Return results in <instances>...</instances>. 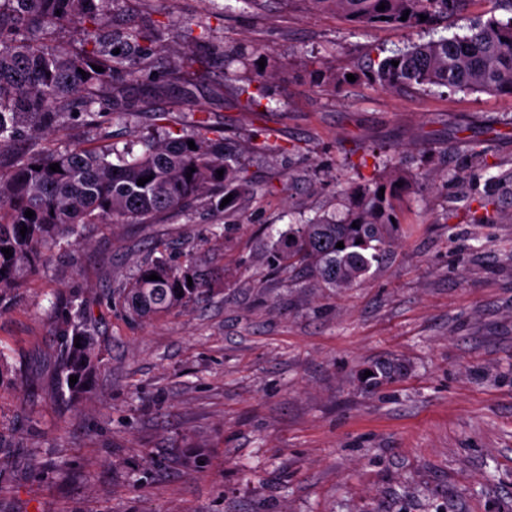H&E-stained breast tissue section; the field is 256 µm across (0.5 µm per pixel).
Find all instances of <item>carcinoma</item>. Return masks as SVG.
I'll list each match as a JSON object with an SVG mask.
<instances>
[{
	"mask_svg": "<svg viewBox=\"0 0 512 512\" xmlns=\"http://www.w3.org/2000/svg\"><path fill=\"white\" fill-rule=\"evenodd\" d=\"M111 2L0 0V156L19 141L29 146L9 171H0V249L13 252L8 259L0 252V311L41 272L62 241L80 236L92 224H152L186 214L202 200L217 210L236 211L258 191L202 110L189 134L161 124L168 112L158 110L153 113L158 133L143 138L139 150L119 151L109 143L108 128L130 115L120 84L139 77L150 63L153 43L162 36L154 27L129 28L113 40L106 32L112 24ZM313 2L363 30L383 22L407 29L430 26L460 12L468 0ZM382 4L385 9H378ZM422 14L427 16L424 21ZM64 25L76 30L78 44L61 45L51 38V30ZM181 37L189 45L205 44L210 27L190 25ZM215 64L217 59L189 48L169 66L168 76ZM95 65L102 71H95ZM310 66L318 81L349 84L345 72H330L320 61ZM366 78L389 89L444 86L512 98V17L480 21L463 36L398 49L379 60ZM77 124L95 131L96 140L68 148L49 142L55 132ZM53 163L60 171L50 170ZM191 168L195 172L189 178ZM148 176L150 181L137 185ZM410 186V178L394 165L382 177L348 184L341 190L338 209L277 231L268 243L273 265L283 273L299 267L321 288L362 287L373 264L400 236L397 203ZM230 194L232 200L222 205ZM474 201L469 223L511 224L512 168L487 178ZM28 209L35 216L26 217ZM340 241L342 248L336 247ZM153 273L159 279H147ZM214 283L213 272L192 256L175 262L162 252L109 291L108 300L130 320L150 322L199 300ZM47 316L59 352L56 397L76 404L92 388L102 365L96 319L83 298L67 291L57 293ZM399 372L395 364L380 363L368 380L381 386ZM72 375L78 377L73 386Z\"/></svg>",
	"mask_w": 512,
	"mask_h": 512,
	"instance_id": "obj_1",
	"label": "carcinoma"
}]
</instances>
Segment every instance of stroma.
I'll return each mask as SVG.
<instances>
[{"label": "stroma", "mask_w": 512, "mask_h": 512, "mask_svg": "<svg viewBox=\"0 0 512 512\" xmlns=\"http://www.w3.org/2000/svg\"><path fill=\"white\" fill-rule=\"evenodd\" d=\"M120 28L161 22L158 65L183 47L184 21L213 29L198 53L262 47L219 73L186 76L165 102L183 126L210 111L252 180L271 186L232 213L198 205L159 224H95L63 247L0 314V350L19 376L0 384V512H512L511 224H470L486 163L512 166V98L434 87L395 92L359 80L320 84L308 63L367 70L381 53L512 14L468 0L436 32L354 29L313 0H115ZM272 107L237 105L257 63ZM154 74L128 83L134 115L112 125L138 139L158 104ZM286 146L271 158L265 138ZM486 160L468 158L465 140ZM413 178L406 231L360 288L335 291L283 274L269 225L337 208L341 189L387 160ZM191 254L224 284L150 323L126 319L104 293L155 247ZM87 301L104 366L78 404L54 394L56 344L45 316L60 290ZM401 367L380 387L364 371ZM31 395L30 410L20 407ZM198 448L207 463L186 464ZM47 462L34 473L27 460Z\"/></svg>", "instance_id": "obj_1"}]
</instances>
